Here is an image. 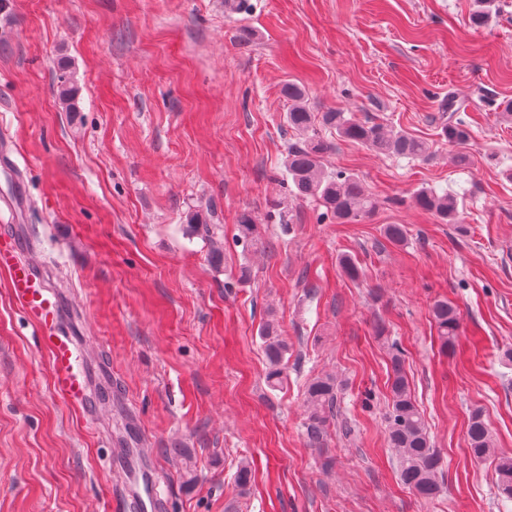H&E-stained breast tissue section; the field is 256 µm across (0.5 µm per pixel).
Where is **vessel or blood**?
<instances>
[{"label":"vessel or blood","instance_id":"1","mask_svg":"<svg viewBox=\"0 0 512 512\" xmlns=\"http://www.w3.org/2000/svg\"><path fill=\"white\" fill-rule=\"evenodd\" d=\"M21 251L22 246L16 238H0V270L8 274L10 293L37 329L49 354L54 392L69 405L82 409L87 417H94V388L107 384L108 379L90 367L80 340L63 329V299L47 288L34 265L22 257ZM112 500L115 512H164L166 508L161 495L151 492L138 500L121 485L113 487Z\"/></svg>","mask_w":512,"mask_h":512}]
</instances>
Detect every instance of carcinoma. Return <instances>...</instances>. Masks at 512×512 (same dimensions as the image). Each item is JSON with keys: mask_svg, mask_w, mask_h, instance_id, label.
I'll return each mask as SVG.
<instances>
[{"mask_svg": "<svg viewBox=\"0 0 512 512\" xmlns=\"http://www.w3.org/2000/svg\"><path fill=\"white\" fill-rule=\"evenodd\" d=\"M57 94L69 112L77 111L75 91L68 68L58 65ZM284 93L291 102L285 122L299 135V141L289 145L284 159L285 175L293 185V193L300 199H314L324 208L323 215L340 223L364 221L373 216L375 201L366 193L360 178L345 171H328L322 159L331 150L320 130L335 131L342 139L362 144L369 150L388 156L426 161L428 145L402 129L387 130L382 125L354 122L344 113L330 110L315 114L306 104L304 89L296 83L284 86ZM444 136L464 142L469 137L462 119L443 127ZM412 204L433 213L445 224L459 223L457 198L448 193L439 194L431 189L414 191ZM189 223L204 225L211 244L212 258L223 257L220 225L213 206H198L189 217ZM239 239L247 244L257 232L255 217L241 214L238 221ZM433 321L443 347L453 344L458 336L459 318L456 309L446 301L436 302L431 310ZM260 335L268 361L267 384L278 388L287 380L286 355L288 342L281 336L279 325L270 319L263 325ZM341 384L336 376L325 374L308 381L305 390L307 407V437L319 444L336 417V403ZM390 400L386 412V443L398 465L401 483L417 497L426 501L435 498L442 488L441 459L433 448L429 432L419 407L412 397L409 379L404 370L403 352L398 344H392L391 373L389 376ZM470 455L476 460L494 458L495 485L500 494L512 498V453L494 448L492 434L483 418L482 411L471 412L467 428Z\"/></svg>", "mask_w": 512, "mask_h": 512, "instance_id": "cac0c4a2", "label": "carcinoma"}]
</instances>
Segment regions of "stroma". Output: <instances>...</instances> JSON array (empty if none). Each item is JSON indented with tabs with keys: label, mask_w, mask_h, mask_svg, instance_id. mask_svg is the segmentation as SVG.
I'll use <instances>...</instances> for the list:
<instances>
[{
	"label": "stroma",
	"mask_w": 512,
	"mask_h": 512,
	"mask_svg": "<svg viewBox=\"0 0 512 512\" xmlns=\"http://www.w3.org/2000/svg\"><path fill=\"white\" fill-rule=\"evenodd\" d=\"M0 0V233L59 289L93 365L96 420L56 396L49 358L0 271V512H113L108 457L140 448L167 512H512L492 460L470 456L482 410L512 452V0ZM71 63L78 109L56 92ZM312 112L404 129L427 161L333 138L328 170L377 202L339 224L283 177L297 136L286 83ZM456 98L465 144L442 137ZM466 165L453 162L457 153ZM457 194L462 225L417 209ZM213 199L224 261L188 215ZM258 224L236 243L239 216ZM402 224V242L384 228ZM362 275L353 280L340 257ZM457 309L455 346L431 315ZM276 319L288 379L265 382ZM442 458L423 503L386 445L390 346ZM342 380L340 425L306 435L307 382ZM252 466L246 489L233 480Z\"/></svg>",
	"instance_id": "stroma-1"
}]
</instances>
